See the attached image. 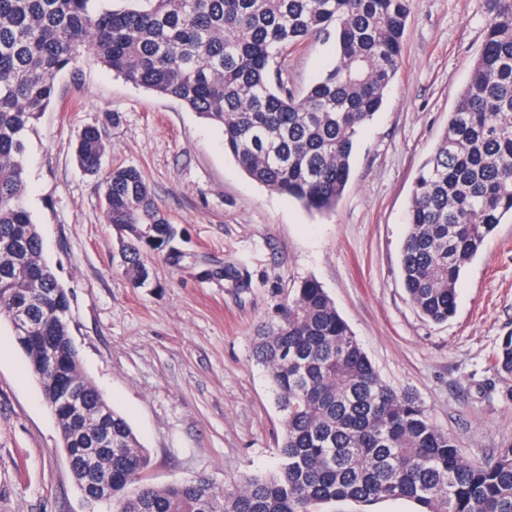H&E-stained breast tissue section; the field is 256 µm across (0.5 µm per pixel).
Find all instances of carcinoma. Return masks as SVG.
Masks as SVG:
<instances>
[{
	"mask_svg": "<svg viewBox=\"0 0 512 512\" xmlns=\"http://www.w3.org/2000/svg\"><path fill=\"white\" fill-rule=\"evenodd\" d=\"M484 39L433 155L415 177L402 246L404 288L440 324L456 286L496 226L512 217V0H487ZM413 0H0V315L29 317L59 360L28 368L47 387L62 370L81 395L80 415L54 413L64 440L83 439L108 408L78 363L68 293L42 257L25 206V132L51 106L54 81L85 50L135 86L171 96L219 124L224 148L269 190L329 212L351 173L356 140L400 66ZM309 40L333 41L334 63L299 96L273 64ZM105 153L95 125L75 157L95 175ZM106 223L125 232L122 262L142 287L141 252H165L176 227L140 172L111 168L101 197ZM254 356L269 372L282 413L278 464L218 485L206 477L157 487L147 453L109 408L112 445L95 467L112 476V512H323L408 500L420 512H512V445L481 462L439 429L418 399L387 386L322 286L307 279L260 325ZM512 376V334L492 356Z\"/></svg>",
	"mask_w": 512,
	"mask_h": 512,
	"instance_id": "1",
	"label": "carcinoma"
}]
</instances>
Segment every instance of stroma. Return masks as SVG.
Returning <instances> with one entry per match:
<instances>
[{
    "label": "stroma",
    "instance_id": "stroma-1",
    "mask_svg": "<svg viewBox=\"0 0 512 512\" xmlns=\"http://www.w3.org/2000/svg\"><path fill=\"white\" fill-rule=\"evenodd\" d=\"M484 6L414 0L397 76L325 214L251 179L225 152L219 126L127 82L92 52L58 74L56 103L25 134L26 207L70 293L81 369L146 448L152 483L206 476L221 485L274 469L282 415L253 355L256 329L306 279L322 285L381 379L416 396L470 460L512 444V377L491 367L512 334V220L465 267L448 322L425 319L401 276L413 182L479 54ZM333 59L332 43L313 40L279 62L303 89ZM88 125L106 132L95 175L75 158ZM116 163L141 172L178 230L172 254L144 255L143 287L122 266L101 208L102 173ZM0 512H109L84 499L5 321Z\"/></svg>",
    "mask_w": 512,
    "mask_h": 512
}]
</instances>
